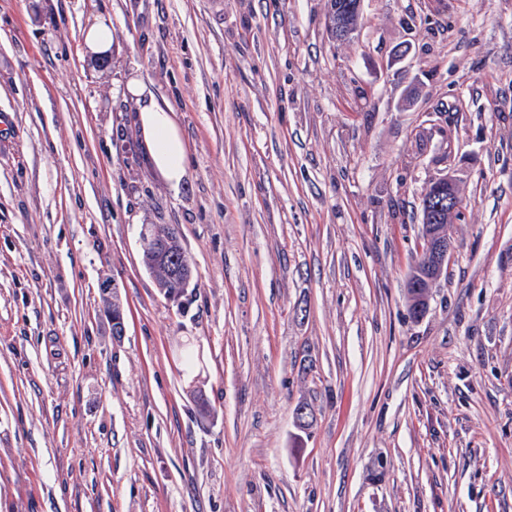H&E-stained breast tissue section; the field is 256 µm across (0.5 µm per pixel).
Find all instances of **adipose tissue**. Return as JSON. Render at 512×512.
Here are the masks:
<instances>
[{
    "label": "adipose tissue",
    "mask_w": 512,
    "mask_h": 512,
    "mask_svg": "<svg viewBox=\"0 0 512 512\" xmlns=\"http://www.w3.org/2000/svg\"><path fill=\"white\" fill-rule=\"evenodd\" d=\"M141 121L144 129L155 140L153 159L156 166L170 184L179 185L185 174L186 155L170 112L150 100L141 106Z\"/></svg>",
    "instance_id": "adipose-tissue-1"
}]
</instances>
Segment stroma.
<instances>
[{"instance_id":"1","label":"stroma","mask_w":512,"mask_h":512,"mask_svg":"<svg viewBox=\"0 0 512 512\" xmlns=\"http://www.w3.org/2000/svg\"><path fill=\"white\" fill-rule=\"evenodd\" d=\"M144 224L180 236L179 299ZM0 512H512V0H364L344 43L324 0H0ZM110 20L100 18L90 27L86 35L88 48L95 54H101L111 48L112 30ZM144 129L156 143L153 155L156 166L168 182L179 185L186 169V155L179 131L170 112L153 100L144 102L140 109ZM447 191V196H446ZM432 194L427 197L426 207L423 210V223L422 236H421V250L422 255L427 257V266L425 272L420 273L413 271L410 277V286L414 288L416 294L421 295V304L417 305L411 311L414 320H420L424 317L428 309V296L430 289L439 282L442 277L448 274V242L446 243L443 235L444 228L442 225L448 224V216L439 224H428L429 221H434V216L443 214L442 207L448 202V215H457L463 209V199L460 197L455 182L450 176H440L433 178L424 195ZM440 201L439 204L432 207V204ZM411 288L407 289L408 300L410 307L416 304V297Z\"/></svg>"}]
</instances>
